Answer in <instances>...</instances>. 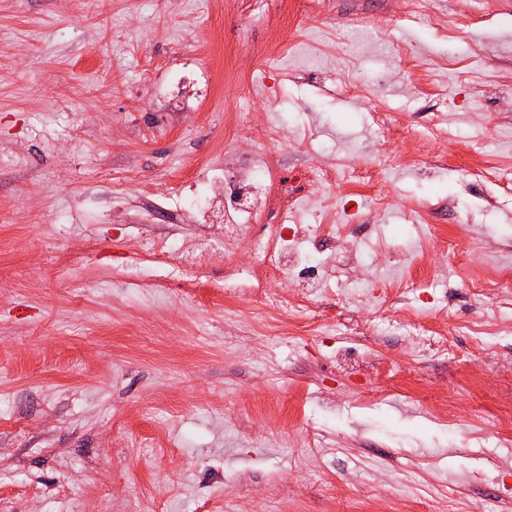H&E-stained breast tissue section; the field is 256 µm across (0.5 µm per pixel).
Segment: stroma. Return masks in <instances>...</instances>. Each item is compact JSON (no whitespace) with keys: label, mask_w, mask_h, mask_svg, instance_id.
<instances>
[{"label":"stroma","mask_w":512,"mask_h":512,"mask_svg":"<svg viewBox=\"0 0 512 512\" xmlns=\"http://www.w3.org/2000/svg\"><path fill=\"white\" fill-rule=\"evenodd\" d=\"M302 6L259 119L289 165L357 170L359 267L310 298L332 336L245 326L227 243L156 288L179 251L135 253L163 214L121 213L237 147L224 110L252 99L223 75L260 81L266 40L242 0H0V512H390L403 484L405 512H512V300L478 289L512 273V181L480 175L512 164V0H326L320 28ZM176 74L210 81L199 110L172 109ZM458 325L446 354L421 339Z\"/></svg>","instance_id":"obj_1"}]
</instances>
